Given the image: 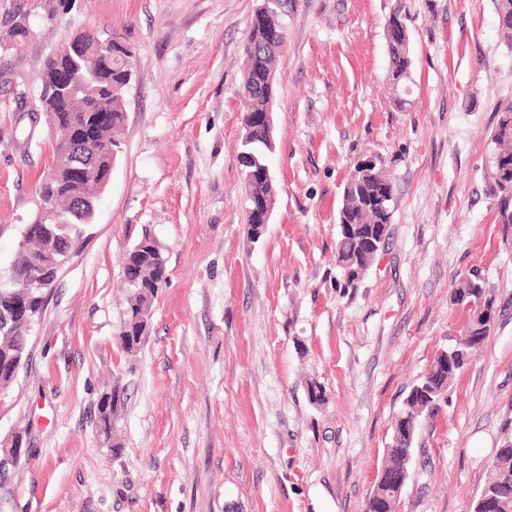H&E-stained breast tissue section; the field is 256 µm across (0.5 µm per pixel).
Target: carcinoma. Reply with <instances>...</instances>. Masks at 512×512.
Wrapping results in <instances>:
<instances>
[{"label": "carcinoma", "mask_w": 512, "mask_h": 512, "mask_svg": "<svg viewBox=\"0 0 512 512\" xmlns=\"http://www.w3.org/2000/svg\"><path fill=\"white\" fill-rule=\"evenodd\" d=\"M291 0H281L278 14L253 17L244 45L245 66L242 86L247 90L243 119L268 111L276 88L265 83V74L275 71L278 51L285 37L284 16ZM75 0H41L44 19H55L60 11L73 8ZM405 18L394 12L386 26L385 38L389 50L388 81L392 101L400 107L407 98L399 90L405 85L412 69L410 38ZM34 35L30 12L15 8L0 24V57L18 54L24 43ZM135 56L134 48L123 37L109 29L86 30L83 44L71 56L53 51L44 60L36 78L37 95L30 112H54L63 128L81 136L78 158L68 156V150L58 136H53L52 162L61 174L39 182L38 200L47 204L39 209L34 223L26 225L32 231L26 248L17 251L9 268L0 271V392L14 382L26 358L30 332L42 314L49 289H34L27 293L12 287V280H27L45 275L49 284L56 276L48 262L57 253L69 250L80 241L74 227L84 222L85 215L74 210L73 197L83 194L96 199L89 170L79 159H100L108 147H120L125 111L124 95L127 82L121 71L123 57ZM499 118L492 141L499 146L493 158L490 195L498 199L502 223L512 224V193L506 185L512 183V101L500 105ZM247 142L242 144L240 162L248 195L246 222L259 223L256 208L266 202L274 208L276 185L255 176L254 162H267L270 154L268 136L260 123L250 126ZM394 187L391 178L377 165H372L367 179L359 188L343 190L337 223L340 234L336 245V262L348 283L360 278L374 261L363 250L362 240L374 230L385 241L393 216L390 202ZM166 262L154 241L142 238L127 253L123 277L129 288L126 308L120 325L119 340L124 352L135 355L147 334L151 312L158 288L166 279ZM454 302L467 314L465 329L459 341L437 352L430 373L411 388L410 396L395 417L391 438L385 450L384 464L399 463L402 445L415 443L421 423L432 418L438 410L437 400H443L448 387L469 357L478 351L474 342L484 343L490 335L493 321L489 313L495 309L493 289L475 276L466 278L455 293ZM126 401L125 388L114 382L102 393L96 417V428L102 444L118 455L122 443L116 430ZM496 488L512 498V437L506 436L497 449L483 488Z\"/></svg>", "instance_id": "carcinoma-1"}]
</instances>
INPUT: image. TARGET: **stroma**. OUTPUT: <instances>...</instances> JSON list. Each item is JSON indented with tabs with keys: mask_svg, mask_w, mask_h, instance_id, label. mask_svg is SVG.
I'll use <instances>...</instances> for the list:
<instances>
[{
	"mask_svg": "<svg viewBox=\"0 0 512 512\" xmlns=\"http://www.w3.org/2000/svg\"><path fill=\"white\" fill-rule=\"evenodd\" d=\"M261 0H76L0 71L34 81L76 29L135 50L111 177L0 395V512H365L391 424L436 353L460 336L452 301L476 274L492 330L454 378L400 512H471L512 422V224L487 193L512 48L498 0H292L273 102L277 200L259 240L239 162L243 45ZM407 18L412 93L389 95L385 27ZM0 83V266L38 211L50 130ZM394 185L389 235L354 284L336 265L337 213L358 162ZM159 246L167 278L136 356L117 337L123 259ZM126 386L120 456L95 429ZM324 399L312 401L311 385Z\"/></svg>",
	"mask_w": 512,
	"mask_h": 512,
	"instance_id": "obj_1",
	"label": "stroma"
}]
</instances>
